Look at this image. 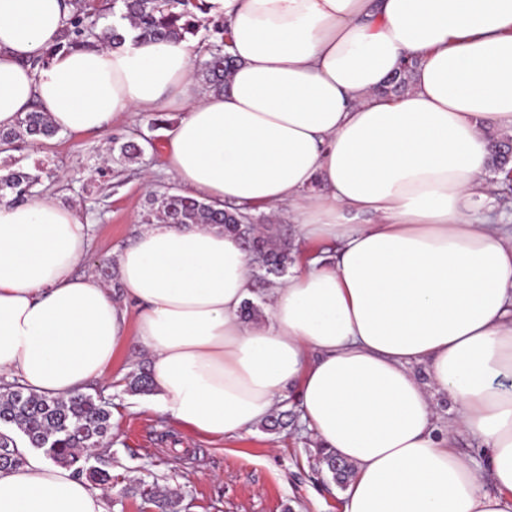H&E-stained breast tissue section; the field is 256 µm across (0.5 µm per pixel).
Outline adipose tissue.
I'll return each mask as SVG.
<instances>
[{
    "label": "adipose tissue",
    "mask_w": 512,
    "mask_h": 512,
    "mask_svg": "<svg viewBox=\"0 0 512 512\" xmlns=\"http://www.w3.org/2000/svg\"><path fill=\"white\" fill-rule=\"evenodd\" d=\"M206 3L237 61L221 94L194 83L185 41L30 68L65 26L63 0H0V129L38 110L78 139L180 112L164 169L188 196L287 209L299 240L334 251L261 290L238 236L145 224L115 256L117 301L75 272L86 214L1 202L0 381L67 398L133 344L153 358L156 411L211 440L295 399L318 447L355 467L344 512H512V226L482 212L486 132L512 133V0ZM409 56L410 89L381 95ZM249 301L263 323L243 319ZM437 394L458 405L444 427ZM0 512H109L108 495L31 456L0 471Z\"/></svg>",
    "instance_id": "1"
}]
</instances>
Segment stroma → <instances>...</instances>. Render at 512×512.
I'll return each instance as SVG.
<instances>
[{"label": "stroma", "mask_w": 512, "mask_h": 512, "mask_svg": "<svg viewBox=\"0 0 512 512\" xmlns=\"http://www.w3.org/2000/svg\"><path fill=\"white\" fill-rule=\"evenodd\" d=\"M151 121L146 114L130 113L105 133L77 140L61 132L16 154L25 166L47 161L53 176L46 188L89 216L92 242L77 273L110 266L138 232L149 193L175 184L163 171L160 148L167 132L151 130ZM147 135L154 146L142 163L105 162L115 143ZM145 360V354L129 348L87 388L112 400L109 512H148V503L130 492L140 482L178 491L181 512H343V491L320 464L296 403L288 405L293 417L287 430L257 428L212 441L170 423L150 407L149 396L119 387V378Z\"/></svg>", "instance_id": "stroma-1"}]
</instances>
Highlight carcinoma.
Instances as JSON below:
<instances>
[{"mask_svg":"<svg viewBox=\"0 0 512 512\" xmlns=\"http://www.w3.org/2000/svg\"><path fill=\"white\" fill-rule=\"evenodd\" d=\"M70 6L69 18L58 41L43 54L31 61L34 68L48 66L60 51L101 44L117 48L124 37L117 23L126 22L144 42L189 41L196 37L203 24L195 10H203L201 4L191 0H65ZM112 11L113 21L102 24L106 12ZM419 64L409 58L403 69L389 78L380 93L389 95L406 90ZM234 68V59L223 44L213 45L209 58L200 63L197 77L212 92L224 91V84ZM58 129L44 112L37 110L19 118L15 126L0 131V152L18 149L21 143L35 144L56 136ZM152 139L143 142L128 141L119 145L120 164L142 162ZM51 177L44 163L25 168L19 160L8 157L0 165V197L7 195L14 202H25L40 193L43 180ZM159 220L169 224L215 225L237 235L252 255L262 257L255 269V281L260 287L271 283V278L282 277L294 262L295 246L280 236L271 225L254 224V217L240 211L216 209L210 203L185 196L178 192L152 193L149 208L144 213L145 224ZM128 392L148 395L154 387L150 373L140 368L126 377ZM111 404L100 396L78 393L67 399L50 397L27 390L11 383L0 391V470H14L26 465V457L19 450L13 436L17 431L31 448L41 451L49 462L74 468L77 476L94 485L112 483V474L101 468L85 467L84 463L112 447L108 441L111 429ZM320 463L324 465L336 484L343 488L353 475L352 464L340 460L324 449H317ZM140 496L152 501L158 512H179L181 497L176 491L161 493L153 486L141 483L137 488Z\"/></svg>","mask_w":512,"mask_h":512,"instance_id":"cac0c4a2","label":"carcinoma"}]
</instances>
